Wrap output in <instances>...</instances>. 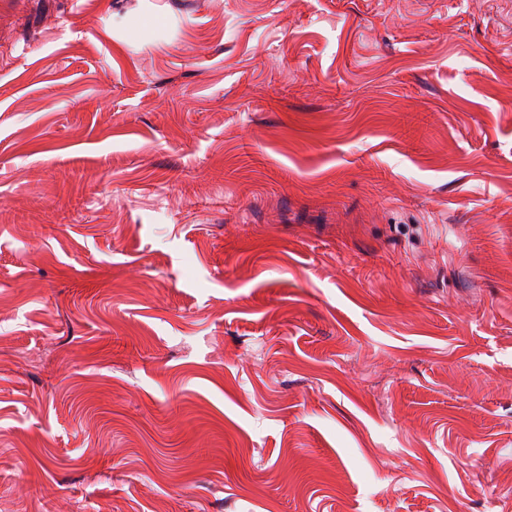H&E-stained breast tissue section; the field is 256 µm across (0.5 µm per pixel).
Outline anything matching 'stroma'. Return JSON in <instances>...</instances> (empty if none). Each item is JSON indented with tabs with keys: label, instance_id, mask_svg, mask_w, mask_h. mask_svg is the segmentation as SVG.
<instances>
[{
	"label": "stroma",
	"instance_id": "obj_1",
	"mask_svg": "<svg viewBox=\"0 0 512 512\" xmlns=\"http://www.w3.org/2000/svg\"><path fill=\"white\" fill-rule=\"evenodd\" d=\"M0 512H512V0H0Z\"/></svg>",
	"mask_w": 512,
	"mask_h": 512
}]
</instances>
